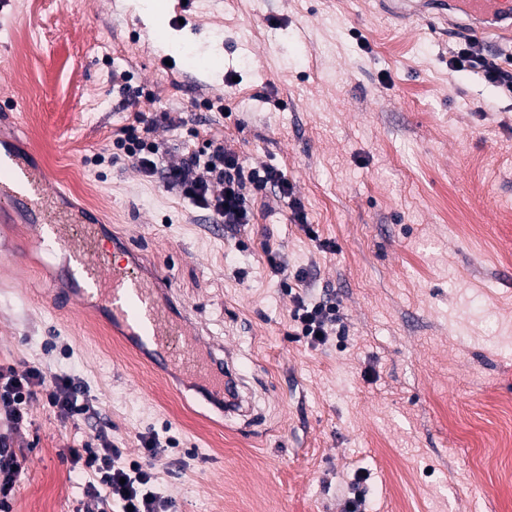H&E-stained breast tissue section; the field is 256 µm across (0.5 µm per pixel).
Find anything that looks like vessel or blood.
<instances>
[{
  "instance_id": "obj_1",
  "label": "vessel or blood",
  "mask_w": 512,
  "mask_h": 512,
  "mask_svg": "<svg viewBox=\"0 0 512 512\" xmlns=\"http://www.w3.org/2000/svg\"><path fill=\"white\" fill-rule=\"evenodd\" d=\"M437 10L442 15L464 11L477 39L512 35V0H440ZM48 182L30 154L0 150V223H12L15 214L26 212L39 229L33 246L68 253V275L77 294L96 297L132 348L157 371L178 369L192 383L207 385L212 395L223 394L224 362L203 353L184 320L162 298L164 274L147 277L129 264L114 263L100 244L97 225L80 209H59Z\"/></svg>"
}]
</instances>
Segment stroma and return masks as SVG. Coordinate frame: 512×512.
<instances>
[{
  "label": "stroma",
  "mask_w": 512,
  "mask_h": 512,
  "mask_svg": "<svg viewBox=\"0 0 512 512\" xmlns=\"http://www.w3.org/2000/svg\"><path fill=\"white\" fill-rule=\"evenodd\" d=\"M14 0L0 13V113L43 157L67 204L95 211L203 348L225 353L247 412L162 374L95 298L49 305L68 262L0 227V366L82 382L96 416L33 403L6 436L24 470L12 512H85L68 447L100 425L128 457L172 437L157 464L177 512H512V93L448 66L462 13L435 27L376 0H166L169 51L127 0ZM219 59L203 71L189 46ZM185 122L151 138L166 165L215 139L284 172L307 217L259 193L235 234L109 154L129 113ZM332 300L343 340L292 334L284 276Z\"/></svg>",
  "instance_id": "1"
}]
</instances>
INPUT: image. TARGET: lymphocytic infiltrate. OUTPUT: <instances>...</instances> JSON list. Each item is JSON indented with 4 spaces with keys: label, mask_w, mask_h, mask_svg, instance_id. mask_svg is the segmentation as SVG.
<instances>
[{
    "label": "lymphocytic infiltrate",
    "mask_w": 512,
    "mask_h": 512,
    "mask_svg": "<svg viewBox=\"0 0 512 512\" xmlns=\"http://www.w3.org/2000/svg\"><path fill=\"white\" fill-rule=\"evenodd\" d=\"M448 65L457 71L479 70L486 81L512 91V69L485 56L474 39H465ZM160 122L177 127L183 119L168 112L156 117L131 113L116 142L125 158L145 176L161 175L166 189L178 192L228 231L240 230L250 223L251 195L265 189L291 198L292 221L305 224L302 206L293 200V186L282 171L271 166L246 168L223 145L209 143L204 150L189 152L181 164L159 170V148L150 135ZM292 301L291 318L297 340L316 348L325 345L330 336H345L346 328L335 302L311 300L300 290L294 291ZM39 399L64 420L90 414L92 410L84 386L73 378L50 379L36 366L21 372L11 366L0 367V405L6 409L5 420L10 427L18 429L25 425L30 403ZM138 442L140 454L134 460L124 457L103 430L98 431L95 442L69 449L73 468L87 477L84 493L97 512H172L174 503L159 492L155 470V462L163 457L165 448L153 433L140 435Z\"/></svg>",
    "instance_id": "1"
}]
</instances>
